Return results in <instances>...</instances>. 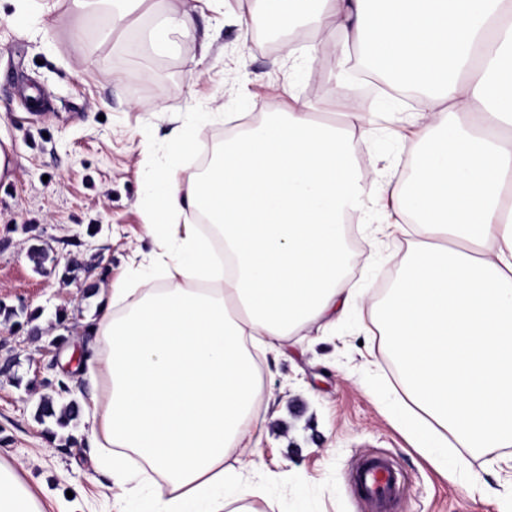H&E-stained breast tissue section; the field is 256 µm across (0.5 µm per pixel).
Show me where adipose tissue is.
Listing matches in <instances>:
<instances>
[{
	"label": "adipose tissue",
	"instance_id": "1",
	"mask_svg": "<svg viewBox=\"0 0 512 512\" xmlns=\"http://www.w3.org/2000/svg\"><path fill=\"white\" fill-rule=\"evenodd\" d=\"M247 4L242 31L262 19L314 33L304 50L285 44L289 63L329 65L341 83L352 57L396 94L421 89L425 135L394 185L356 161L354 139L376 130L361 106L299 100L225 138L206 174L156 176L147 230L165 282L139 271L102 292L89 373L108 390L82 411L85 441L140 512H248L263 484L224 461L263 425L253 349L358 306L386 338L410 402L397 422L420 451L444 468L452 440L512 447V0ZM385 197L410 244L379 296L347 286L345 237ZM0 512H44L3 460Z\"/></svg>",
	"mask_w": 512,
	"mask_h": 512
}]
</instances>
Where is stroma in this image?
I'll return each instance as SVG.
<instances>
[{"label": "stroma", "instance_id": "stroma-1", "mask_svg": "<svg viewBox=\"0 0 512 512\" xmlns=\"http://www.w3.org/2000/svg\"><path fill=\"white\" fill-rule=\"evenodd\" d=\"M17 15L14 0H0V141L12 155L0 176V356L12 361L10 376L0 375V459L22 465L33 489L51 491L46 512H116L101 494L109 478L96 450L79 441L81 421L48 439L36 399L89 396L88 380L64 371L101 347L87 285L128 281L154 253L145 229L150 180L174 164L195 168L200 156H174L173 130L221 137L224 113L260 118L287 103L282 87L302 99L336 89L388 113L355 152L364 168L395 158L386 176L400 184L410 162L393 136L413 138V106L376 99L355 75L340 87L322 66L290 69L280 48L243 39L228 15L201 4L192 27L164 40L148 21L93 52L70 0L45 17L50 48ZM372 229L347 235V280L376 290L396 276L409 238L381 222ZM36 245L46 252L39 263L30 256ZM367 320L357 307L336 326L303 327L281 352L256 351L264 424L245 458L265 477L257 512H368L351 474L371 454L391 457L405 476L395 512H505L512 448L455 446L448 457L464 461L460 477L436 470L394 420L403 400L397 371L383 337L364 329ZM35 324L44 335L30 336Z\"/></svg>", "mask_w": 512, "mask_h": 512}]
</instances>
